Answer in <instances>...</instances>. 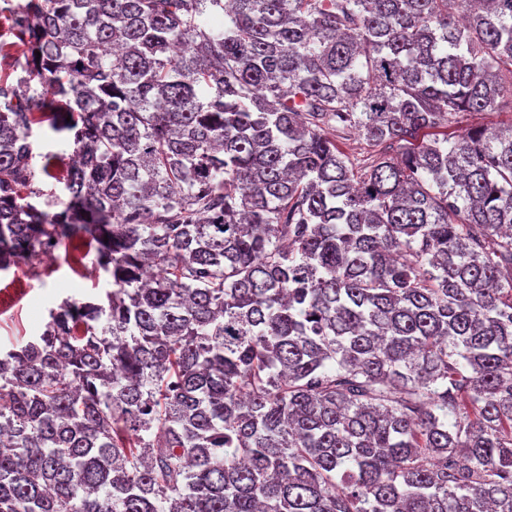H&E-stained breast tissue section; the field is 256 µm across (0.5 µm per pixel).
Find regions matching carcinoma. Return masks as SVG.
<instances>
[{"instance_id": "1", "label": "carcinoma", "mask_w": 512, "mask_h": 512, "mask_svg": "<svg viewBox=\"0 0 512 512\" xmlns=\"http://www.w3.org/2000/svg\"><path fill=\"white\" fill-rule=\"evenodd\" d=\"M7 36L0 271L78 239L112 288L0 351V512H512V127L450 129L512 91V0H23ZM34 153L35 177L33 187L44 194L54 193L61 199H66L63 184L58 183L54 178L45 174L43 165L45 159L43 156L47 153L55 156V173H61L69 165L73 148V132H55L48 127V122L43 123L42 127L36 128L32 137Z\"/></svg>"}]
</instances>
